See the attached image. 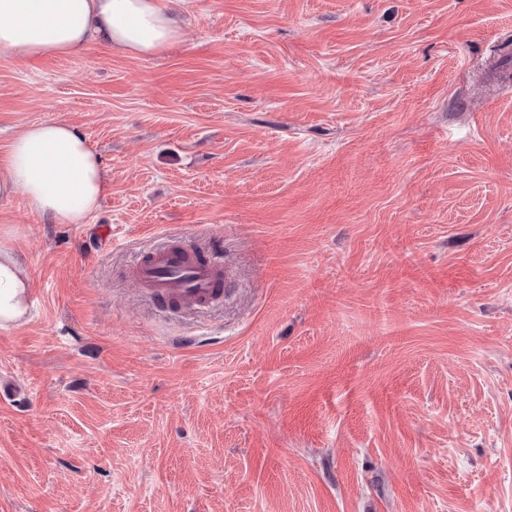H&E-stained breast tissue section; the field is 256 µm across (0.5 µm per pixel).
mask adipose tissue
<instances>
[{"label":"adipose tissue","instance_id":"ef3b65f1","mask_svg":"<svg viewBox=\"0 0 512 512\" xmlns=\"http://www.w3.org/2000/svg\"><path fill=\"white\" fill-rule=\"evenodd\" d=\"M177 20L159 0H0V48L22 59L77 57L104 39L108 47L150 56L177 39ZM0 177V201L23 196L29 210L57 224H82L108 189L100 156L86 136L60 120L27 125L13 136ZM31 275L9 240L0 241V326L21 320Z\"/></svg>","mask_w":512,"mask_h":512}]
</instances>
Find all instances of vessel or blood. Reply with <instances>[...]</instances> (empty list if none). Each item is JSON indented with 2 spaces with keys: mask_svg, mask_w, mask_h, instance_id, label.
<instances>
[{
  "mask_svg": "<svg viewBox=\"0 0 512 512\" xmlns=\"http://www.w3.org/2000/svg\"><path fill=\"white\" fill-rule=\"evenodd\" d=\"M133 272L148 294L197 306L213 299L220 283L230 277L222 263H199L189 250L175 246L155 251Z\"/></svg>",
  "mask_w": 512,
  "mask_h": 512,
  "instance_id": "1",
  "label": "vessel or blood"
}]
</instances>
